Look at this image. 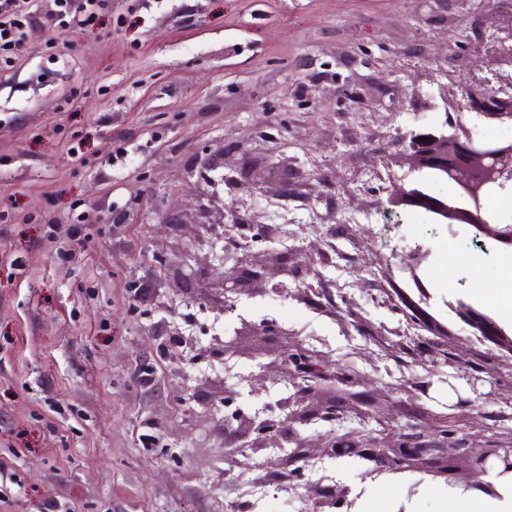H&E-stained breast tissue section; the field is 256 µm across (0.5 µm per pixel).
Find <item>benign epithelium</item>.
Instances as JSON below:
<instances>
[{
	"label": "benign epithelium",
	"mask_w": 512,
	"mask_h": 512,
	"mask_svg": "<svg viewBox=\"0 0 512 512\" xmlns=\"http://www.w3.org/2000/svg\"><path fill=\"white\" fill-rule=\"evenodd\" d=\"M458 11L448 16V27L455 30L459 20L473 13H485L494 33L483 37L472 47L471 54L484 60V69L476 73L468 69L460 78L455 72L466 68L467 60L451 62L453 70L447 73L448 84L440 88L439 98L444 109V120L429 128H395L391 136L400 154L408 160L409 176L391 181L385 211L420 208L436 212L447 224H462L478 229L496 243L512 245V218L489 210L485 206L488 195L512 187V142L477 139L467 127L463 113L467 112L486 124L512 126V0H493L492 9L483 11L469 5V0H457ZM360 109L397 112L402 105L368 102L358 95ZM431 173L444 176L455 186L466 189V195L456 193L446 197L429 194L425 188ZM299 267L289 262V254L255 252L245 248L238 252L233 263L224 266L221 276L213 284L218 292L224 314L235 310L243 296L278 294L288 279L297 278ZM293 331L267 323L257 327L245 318L232 337L218 342L219 351L232 358L256 353L243 348L242 336H274L290 346L288 337ZM290 405L310 416H321L330 409L324 386L305 387L297 391ZM225 461L240 466L238 458H248L249 448H283L284 438L266 417V406H256L247 414H239L220 428ZM330 440L320 436L301 444L306 458L325 459Z\"/></svg>",
	"instance_id": "1"
}]
</instances>
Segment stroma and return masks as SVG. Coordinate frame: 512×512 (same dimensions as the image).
I'll return each instance as SVG.
<instances>
[{
    "instance_id": "35a3bbf8",
    "label": "stroma",
    "mask_w": 512,
    "mask_h": 512,
    "mask_svg": "<svg viewBox=\"0 0 512 512\" xmlns=\"http://www.w3.org/2000/svg\"><path fill=\"white\" fill-rule=\"evenodd\" d=\"M106 2L83 30L35 31L28 57L0 70L1 82L25 85L0 92V512H43L48 501L66 512H224L231 502L295 512L285 491L256 500L257 461L239 483L225 471V387L247 409L275 403L280 386L252 391L255 361L213 353L225 324L209 282L222 262L206 279L186 277L197 246L162 220L177 213L220 244L225 210L268 215L291 233L260 243L272 253L335 225L322 279L372 327L405 328L370 299L395 289L421 310L423 338L448 332L467 348L474 331L455 310L461 300L512 338V313L486 305L501 273L489 237L410 213L374 247L357 222L384 199L381 174L405 173L379 145L395 128L440 118L446 55L476 41L485 21L452 32L417 0ZM420 64L428 76L415 88ZM355 77L369 100L394 96L403 111H359L341 92ZM230 145L224 181L203 179L204 160ZM120 147L125 164L109 166ZM285 176L314 196L328 178L334 203L302 208L270 194ZM252 181L262 192H247ZM411 240L424 254L417 277L443 273L450 287L419 293L398 266ZM242 305L253 323L324 343L329 369L354 363L368 380L363 397L398 390L397 369L320 305L287 294ZM344 477L369 504L399 512H445L452 494L418 474Z\"/></svg>"
}]
</instances>
